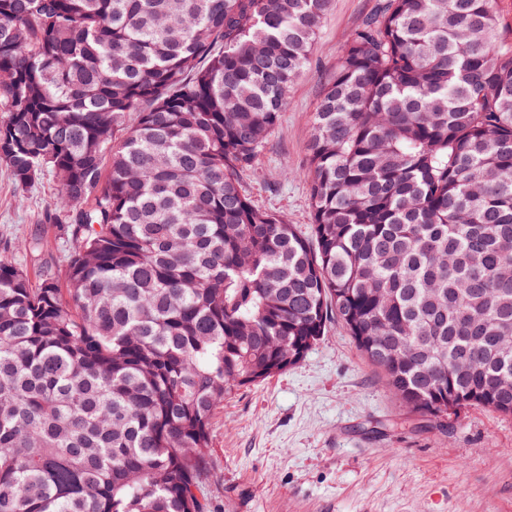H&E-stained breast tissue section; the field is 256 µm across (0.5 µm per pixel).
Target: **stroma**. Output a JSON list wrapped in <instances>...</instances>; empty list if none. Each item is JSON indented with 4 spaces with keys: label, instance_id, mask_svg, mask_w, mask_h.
Instances as JSON below:
<instances>
[{
    "label": "stroma",
    "instance_id": "stroma-1",
    "mask_svg": "<svg viewBox=\"0 0 512 512\" xmlns=\"http://www.w3.org/2000/svg\"><path fill=\"white\" fill-rule=\"evenodd\" d=\"M378 0H332L311 59L296 79L278 126L243 187L255 205L308 230L302 164L312 113L347 35ZM56 186H18L0 165V239L39 278L44 260L66 265V244L42 224ZM50 254L29 250L35 229ZM211 512H512V417L469 409L426 422L383 384L339 327L295 367L234 390L212 427Z\"/></svg>",
    "mask_w": 512,
    "mask_h": 512
}]
</instances>
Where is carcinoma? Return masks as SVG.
<instances>
[{
  "instance_id": "1",
  "label": "carcinoma",
  "mask_w": 512,
  "mask_h": 512,
  "mask_svg": "<svg viewBox=\"0 0 512 512\" xmlns=\"http://www.w3.org/2000/svg\"><path fill=\"white\" fill-rule=\"evenodd\" d=\"M332 0H0V164L69 243L0 244V512H208L234 389L340 324L410 412L512 417V35L383 0L326 82L304 234L242 188ZM123 137L116 140L115 134Z\"/></svg>"
}]
</instances>
